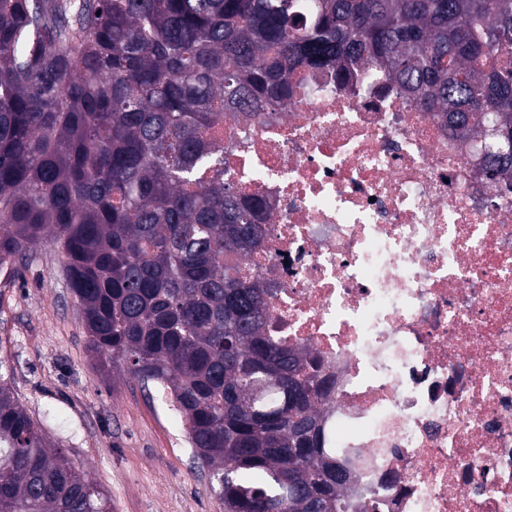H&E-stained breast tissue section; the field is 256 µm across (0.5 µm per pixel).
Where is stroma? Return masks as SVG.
<instances>
[{"mask_svg":"<svg viewBox=\"0 0 512 512\" xmlns=\"http://www.w3.org/2000/svg\"><path fill=\"white\" fill-rule=\"evenodd\" d=\"M63 267L45 244L0 268V375L112 512H224L163 392L90 355Z\"/></svg>","mask_w":512,"mask_h":512,"instance_id":"1","label":"stroma"}]
</instances>
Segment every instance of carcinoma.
Instances as JSON below:
<instances>
[{
    "instance_id": "obj_1",
    "label": "carcinoma",
    "mask_w": 512,
    "mask_h": 512,
    "mask_svg": "<svg viewBox=\"0 0 512 512\" xmlns=\"http://www.w3.org/2000/svg\"><path fill=\"white\" fill-rule=\"evenodd\" d=\"M307 67L398 84L512 177V0H0V266L61 251L89 351L167 393L224 512L351 509L213 136ZM0 512H112L1 377Z\"/></svg>"
}]
</instances>
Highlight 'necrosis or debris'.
I'll use <instances>...</instances> for the list:
<instances>
[{
  "instance_id": "4bbe7bcc",
  "label": "necrosis or debris",
  "mask_w": 512,
  "mask_h": 512,
  "mask_svg": "<svg viewBox=\"0 0 512 512\" xmlns=\"http://www.w3.org/2000/svg\"><path fill=\"white\" fill-rule=\"evenodd\" d=\"M224 118V178L268 215L243 261L266 333L310 350L357 512H512V191L376 76L299 70Z\"/></svg>"
}]
</instances>
